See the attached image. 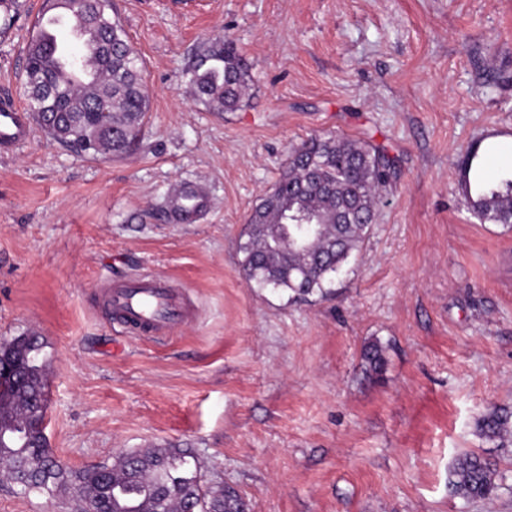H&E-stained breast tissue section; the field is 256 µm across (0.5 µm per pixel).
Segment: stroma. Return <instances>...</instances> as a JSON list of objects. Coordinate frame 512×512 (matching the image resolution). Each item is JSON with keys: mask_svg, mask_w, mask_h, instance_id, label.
Here are the masks:
<instances>
[{"mask_svg": "<svg viewBox=\"0 0 512 512\" xmlns=\"http://www.w3.org/2000/svg\"><path fill=\"white\" fill-rule=\"evenodd\" d=\"M144 62L141 147L77 155L33 127L0 153V343L33 333L48 448L80 470L147 448L191 452L250 512H512V229L474 218L460 161L512 169V0H115ZM42 0L0 33V91L19 93ZM251 65L234 112L197 102L186 68L208 38ZM337 134L397 172L369 237L327 296L251 287L246 219L288 152ZM183 184L206 214L160 211ZM148 270L189 297L167 338L121 333L101 284ZM384 348L381 374L362 352ZM494 461L487 499L454 493L457 458ZM0 479V512H72ZM512 414L500 410L490 413L481 423L483 434L492 440H510L512 438Z\"/></svg>", "mask_w": 512, "mask_h": 512, "instance_id": "obj_1", "label": "stroma"}]
</instances>
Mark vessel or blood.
I'll return each instance as SVG.
<instances>
[{
  "label": "vessel or blood",
  "instance_id": "vessel-or-blood-1",
  "mask_svg": "<svg viewBox=\"0 0 512 512\" xmlns=\"http://www.w3.org/2000/svg\"><path fill=\"white\" fill-rule=\"evenodd\" d=\"M31 121L14 96L0 98V150L10 152L29 139ZM114 322L126 332L166 336L182 318V301L166 279L152 273L114 282L107 291Z\"/></svg>",
  "mask_w": 512,
  "mask_h": 512
}]
</instances>
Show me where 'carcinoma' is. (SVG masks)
<instances>
[{"label": "carcinoma", "mask_w": 512, "mask_h": 512, "mask_svg": "<svg viewBox=\"0 0 512 512\" xmlns=\"http://www.w3.org/2000/svg\"><path fill=\"white\" fill-rule=\"evenodd\" d=\"M28 42L23 82L27 111L52 141L103 158L139 148L149 95L138 54L112 0H44ZM196 101L213 112L238 109L250 88V65L226 37L202 43L188 67ZM481 143L461 163L469 211L482 224L512 228V172L472 192ZM395 165L380 149L340 135L314 136L292 148L275 190L248 219L240 245L242 269L257 288L298 296L325 294L370 231L372 214ZM43 343L30 334L0 345V465L22 489L64 497L73 491L77 512H240L242 496L202 480L201 466L184 452L148 448L108 465L71 471L48 451ZM367 371L385 359L373 343L363 351ZM492 440L512 438V414L482 420ZM452 485L464 497L488 498L496 464L475 454L460 458Z\"/></svg>", "instance_id": "obj_1"}]
</instances>
